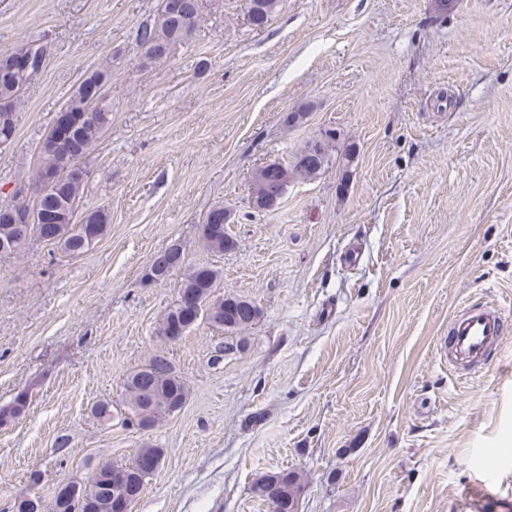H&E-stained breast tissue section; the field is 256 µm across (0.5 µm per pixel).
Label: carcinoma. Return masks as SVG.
I'll list each match as a JSON object with an SVG mask.
<instances>
[{
  "mask_svg": "<svg viewBox=\"0 0 512 512\" xmlns=\"http://www.w3.org/2000/svg\"><path fill=\"white\" fill-rule=\"evenodd\" d=\"M182 8L174 13L161 4L156 16L142 24L136 32V46L150 60H161L177 43L189 41L201 20L199 0H179ZM281 0H247V12L252 15L258 29L265 28L278 11ZM109 71H94L86 77L75 93L64 104V108L84 116L75 131L77 143L87 152L101 138L112 121V102L106 97L104 86L109 80ZM24 91L12 78L0 76V100H8V109L0 111V143L13 140L16 134V110L21 105ZM336 142V130L327 129L321 137L308 143L289 163L269 162L257 168L251 180L252 208L267 212L269 201L277 187L269 183L265 171L281 172L285 183L297 177L315 176L329 168L331 152ZM44 169L54 174L60 187L54 195H44L40 207L60 217L58 224H44L39 233L27 224L12 222V212L26 201L19 200L20 191H15L8 202H0V255L18 254L30 241L36 239L60 249L64 254L78 257L88 252L109 231V214L103 207L86 209L82 206L87 178L75 174V163L79 158L44 147L39 151ZM226 213L222 205L212 207L206 214L203 239L206 247L216 253L235 247L232 237L224 233V226L213 221L217 214ZM163 265L173 271L183 272L180 290L183 300L189 302L185 308L180 304L170 308L159 323L158 335L165 341L181 339L191 331L198 320L208 323L231 336L216 349L214 361L224 359L231 346L242 351L247 345L242 333L257 324L262 316L254 300L244 297L246 306L236 302L224 306V298L214 296L213 288L219 271L206 264L186 266L182 245L174 243L160 254ZM124 407L130 415L145 423L149 430L161 420L179 411L186 402L187 388L183 377L172 362L162 353L153 355L141 367L131 371L123 384ZM32 395L19 393L8 407L0 411V421L6 422L22 414L28 407ZM90 416L98 423L112 420V402L99 400L90 408ZM140 482L136 462L105 463L97 468L96 476L86 483L73 482L78 489V499L83 503V512H114L113 501L119 495H128ZM253 493L263 502L274 507L276 512H298V504L305 491L301 474L292 469L269 472L252 485Z\"/></svg>",
  "mask_w": 512,
  "mask_h": 512,
  "instance_id": "obj_1",
  "label": "carcinoma"
}]
</instances>
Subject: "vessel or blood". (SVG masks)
<instances>
[{"label": "vessel or blood", "instance_id": "vessel-or-blood-1", "mask_svg": "<svg viewBox=\"0 0 512 512\" xmlns=\"http://www.w3.org/2000/svg\"><path fill=\"white\" fill-rule=\"evenodd\" d=\"M512 333V321L498 309L470 304L448 325L443 347L448 352V369L463 376L489 367L500 358L504 339Z\"/></svg>", "mask_w": 512, "mask_h": 512}]
</instances>
